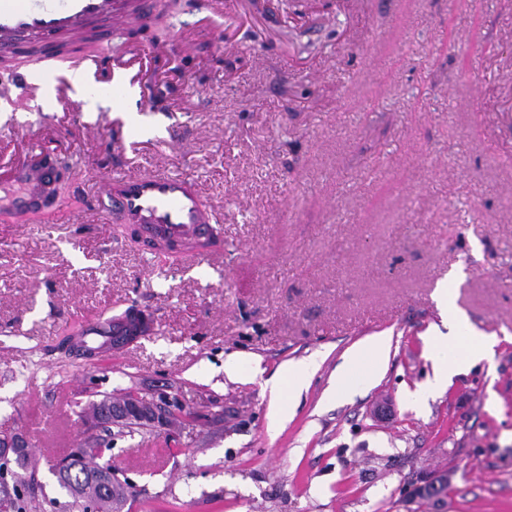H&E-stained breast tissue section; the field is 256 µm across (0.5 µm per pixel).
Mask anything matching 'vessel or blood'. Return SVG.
<instances>
[{"label": "vessel or blood", "instance_id": "1", "mask_svg": "<svg viewBox=\"0 0 512 512\" xmlns=\"http://www.w3.org/2000/svg\"><path fill=\"white\" fill-rule=\"evenodd\" d=\"M148 16L146 0H0V52L25 39L52 43L76 40L85 22L106 18L115 25ZM52 171L41 159L12 166L0 190L14 223H27L48 200ZM87 197L106 204L121 224L133 225L148 236L192 242L210 231L215 218L195 183L187 177L161 173L105 176L92 184ZM130 323L128 313L89 323L84 336H108L113 327Z\"/></svg>", "mask_w": 512, "mask_h": 512}]
</instances>
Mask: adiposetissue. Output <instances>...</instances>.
Listing matches in <instances>:
<instances>
[{"instance_id":"ef3b65f1","label":"adipose tissue","mask_w":512,"mask_h":512,"mask_svg":"<svg viewBox=\"0 0 512 512\" xmlns=\"http://www.w3.org/2000/svg\"><path fill=\"white\" fill-rule=\"evenodd\" d=\"M449 294L446 287L437 292L443 321L441 326L430 330L427 339L430 349L439 356L432 382L436 389L447 386L451 375L460 368L492 361L498 343L495 337L468 329L466 318L451 306ZM389 351L390 338L383 334L356 344L336 371L333 393L344 396L361 382L376 379L387 365ZM317 367L313 360L294 362L267 380L270 395L278 406L277 422L286 420L291 397L308 387Z\"/></svg>"}]
</instances>
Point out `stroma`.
I'll list each match as a JSON object with an SVG mask.
<instances>
[{
  "instance_id": "obj_1",
  "label": "stroma",
  "mask_w": 512,
  "mask_h": 512,
  "mask_svg": "<svg viewBox=\"0 0 512 512\" xmlns=\"http://www.w3.org/2000/svg\"><path fill=\"white\" fill-rule=\"evenodd\" d=\"M223 2L148 0L133 29L0 60V168L47 149L70 166L50 212L0 209V437L22 435L32 461L0 496L78 512L52 468L97 435L90 403L169 386L190 418L112 443L123 512H512V0ZM134 52L141 91L92 82L105 109L55 111V78ZM145 172L193 180L221 245L152 251L79 192ZM446 282L500 343L428 394ZM131 306L151 335L92 357L67 345ZM381 333L383 377L333 397L346 351ZM315 354L273 425L266 380ZM443 477L441 497L415 496Z\"/></svg>"
}]
</instances>
